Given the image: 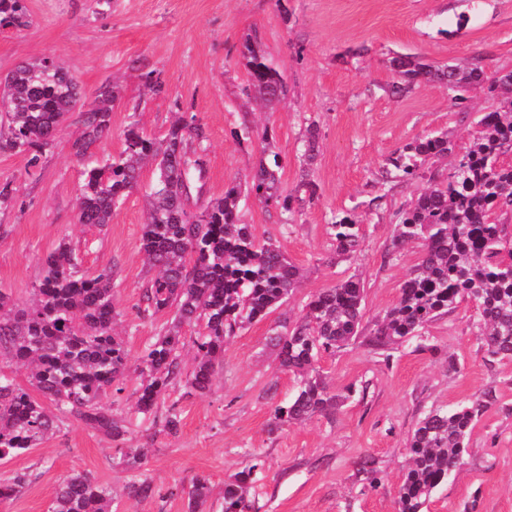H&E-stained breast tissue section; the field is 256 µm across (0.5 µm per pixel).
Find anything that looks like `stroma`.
Wrapping results in <instances>:
<instances>
[{
	"mask_svg": "<svg viewBox=\"0 0 512 512\" xmlns=\"http://www.w3.org/2000/svg\"><path fill=\"white\" fill-rule=\"evenodd\" d=\"M25 6V27L0 30V77L22 61L51 57L64 62L83 103L104 83L120 85L122 98L112 109L109 134L93 147L96 156L118 154L132 121L159 137L173 113L194 114L207 133V201L222 196L232 179L248 177L261 160L259 141H237L235 130L265 125L281 156L283 188L294 190L306 174L317 197L297 206L286 228L276 211L242 201V222L257 237L276 240L303 269L304 281L288 303L228 340L209 392L188 394L181 379L162 394L160 408L178 407L177 434L160 432L137 413L140 377L128 372L119 398L102 400L125 419V442L64 418L49 439L0 461V476L30 475L0 512H48L59 483L73 473L110 486L113 512H188L186 498L168 496L169 488L205 476L222 492L256 456L265 463L257 512H395L408 466L406 441L419 419L430 408L454 407L486 391L496 402L474 428L463 465L424 512H512V360H488L472 327V303L432 321L424 347L410 342L381 350L367 341L418 261L416 246L393 249L392 231L397 211L421 185L383 183L386 158L434 131L447 132L464 152L478 112L502 103L501 94L484 86L458 100L429 80L393 94L389 60L410 54L435 65L478 61L486 72H510L512 0H26ZM252 32L287 81L288 95L272 112L242 92L248 74L240 48ZM149 70L159 73L161 91L145 87L142 74ZM312 123L319 153L308 166L302 141ZM81 132L74 111L37 162L0 147V188L10 191L0 203V291L17 304L29 302L47 255L67 243L86 273L113 269L116 329L135 363L172 318L138 313L152 276L141 235L142 189L153 169H143L140 189L110 224L78 223L83 166L71 144ZM350 212L364 241L360 252L341 259L328 226ZM353 274L365 282L362 335L319 362L340 398L335 413L270 431L275 406L287 405L296 387L266 344L270 327L295 321L310 295ZM122 446L146 449L140 471L119 465ZM371 468L378 478L373 488ZM139 475L152 481L156 497L126 495Z\"/></svg>",
	"mask_w": 512,
	"mask_h": 512,
	"instance_id": "stroma-1",
	"label": "stroma"
}]
</instances>
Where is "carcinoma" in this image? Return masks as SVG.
I'll list each match as a JSON object with an SVG mask.
<instances>
[{"label": "carcinoma", "mask_w": 512, "mask_h": 512, "mask_svg": "<svg viewBox=\"0 0 512 512\" xmlns=\"http://www.w3.org/2000/svg\"><path fill=\"white\" fill-rule=\"evenodd\" d=\"M24 0H0V28L25 25ZM241 55L248 71L247 98L268 109L288 94L280 66L255 38L246 39ZM390 67L398 78L397 93L421 80H439L464 99L476 83L489 89L512 88V72L488 74L475 66H435L412 55H396ZM118 91L101 87L92 105L82 112V133L72 142L74 155L84 161L78 207L81 224H108L126 198L139 186L142 168L156 163V176L146 190V222L142 249L156 275L143 293L139 312L150 316L174 312L172 325L164 327L140 358L137 411L155 413L157 400L183 374L181 349L188 338L185 326L201 331L188 339L196 365L188 387L204 394L212 386L215 367L223 361L224 342L245 325L266 317L299 287L300 269L288 262L272 238H258L239 216L242 192L263 206L278 211L283 223L294 204L311 203L317 186L301 183V195L281 188L279 153L269 128L243 124L238 137L256 138L264 159L254 174L232 180L224 196L203 204L200 197L205 161L191 148L205 141L196 117L178 114L165 134L153 137L133 122L123 131V147L115 156L93 158L90 147L110 130L112 102ZM81 98V88L63 64L43 57L19 65L0 89V107L9 114L0 142L21 152H38L50 145L67 115ZM473 143L443 176L425 175V166L452 152L446 132L430 133L406 144L386 159V177L398 181L427 180L426 186L397 213L393 250L406 244L420 248L418 262L400 287L396 303L386 312L369 342L378 348L423 340L432 320L448 314L464 300L475 308L472 326L492 358H512V224L495 214L512 215V112L492 109L476 122ZM318 154V132L310 125L303 144L305 165ZM336 255L351 256L363 236L356 215L350 213L328 225ZM114 271L104 267L94 275L81 270L72 250L63 245L46 260L45 273L33 288L29 303L18 307L0 291V358L31 368L30 387L0 371V460L25 453L59 430V416L49 413L35 398V389L55 404L60 416L95 431L123 439L127 433L112 409L101 404L107 392L119 396L128 364L122 340L113 333ZM365 286L353 275L311 296L303 315L293 324L271 328L270 342L278 351L280 366L298 376L296 393L285 407L274 409L270 430L285 423L329 416L336 395L320 376L317 365L359 335ZM496 400L488 391L466 405L448 410L433 408L419 420L408 439L409 466L397 493V512H422L433 491L464 462L467 439L486 409ZM180 425L176 404L161 420V431L174 434ZM120 460L130 468L143 463L139 448L119 449ZM260 457L224 483L221 512H251L250 490L260 480ZM29 473L0 478V503L19 495L29 484ZM128 495L150 498L155 488L146 478L127 486ZM187 496L189 512H200L212 498L209 479L195 477L188 487L174 486L169 494ZM112 489L81 473L59 484L49 512H112Z\"/></svg>", "instance_id": "cac0c4a2"}]
</instances>
